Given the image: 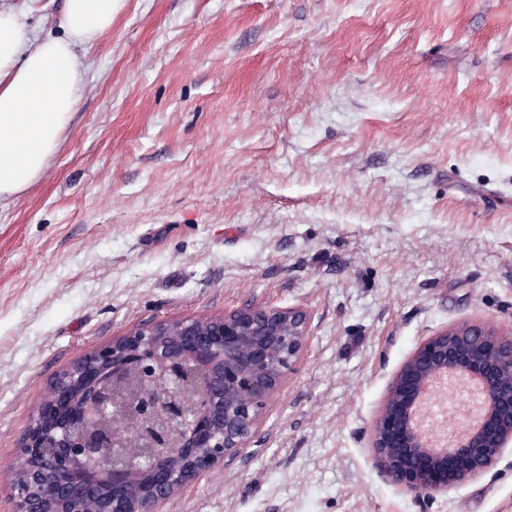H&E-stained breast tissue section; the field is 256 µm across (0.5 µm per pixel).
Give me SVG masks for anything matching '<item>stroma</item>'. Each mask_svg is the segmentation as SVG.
Returning <instances> with one entry per match:
<instances>
[{"instance_id": "35a3bbf8", "label": "stroma", "mask_w": 512, "mask_h": 512, "mask_svg": "<svg viewBox=\"0 0 512 512\" xmlns=\"http://www.w3.org/2000/svg\"><path fill=\"white\" fill-rule=\"evenodd\" d=\"M61 0H0L56 33ZM0 202V512L52 377L147 322L311 316L251 447L162 512H512V447L414 496L368 455L407 358L512 333V0H124Z\"/></svg>"}]
</instances>
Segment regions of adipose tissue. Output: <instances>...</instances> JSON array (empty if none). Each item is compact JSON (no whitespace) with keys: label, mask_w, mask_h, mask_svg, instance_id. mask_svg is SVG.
Returning <instances> with one entry per match:
<instances>
[{"label":"adipose tissue","mask_w":512,"mask_h":512,"mask_svg":"<svg viewBox=\"0 0 512 512\" xmlns=\"http://www.w3.org/2000/svg\"><path fill=\"white\" fill-rule=\"evenodd\" d=\"M121 0H64L60 35L33 39L27 15L0 10V200L21 195L57 154L82 97L93 43Z\"/></svg>","instance_id":"obj_1"}]
</instances>
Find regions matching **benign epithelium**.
<instances>
[{
  "label": "benign epithelium",
  "instance_id": "benign-epithelium-1",
  "mask_svg": "<svg viewBox=\"0 0 512 512\" xmlns=\"http://www.w3.org/2000/svg\"><path fill=\"white\" fill-rule=\"evenodd\" d=\"M300 308L247 305L206 319L140 324L58 371L21 433L12 512H159L250 447L308 336ZM503 337L454 324L403 363L371 430L373 467L420 496L446 492L512 444V359ZM203 377L192 413L159 378Z\"/></svg>",
  "mask_w": 512,
  "mask_h": 512
}]
</instances>
